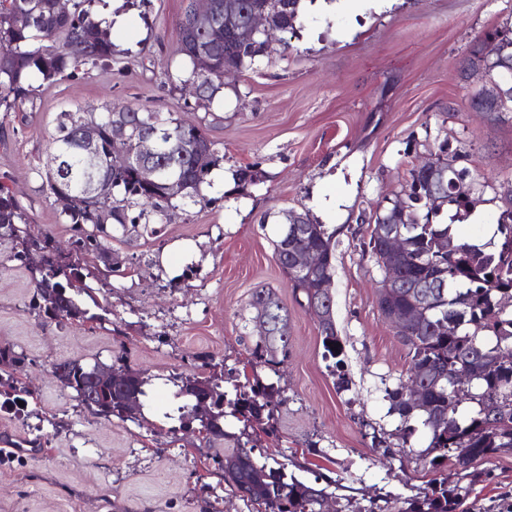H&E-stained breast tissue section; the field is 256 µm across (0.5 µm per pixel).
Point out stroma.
Wrapping results in <instances>:
<instances>
[{
    "label": "stroma",
    "mask_w": 512,
    "mask_h": 512,
    "mask_svg": "<svg viewBox=\"0 0 512 512\" xmlns=\"http://www.w3.org/2000/svg\"><path fill=\"white\" fill-rule=\"evenodd\" d=\"M189 0L127 5L112 40L122 68L92 69L41 86L34 103L0 112V181L29 218L27 232L52 235L72 251L77 232L40 176L53 164L52 136L64 112H102L116 103L156 105L202 127L221 156L201 198L176 201L155 230L113 228L104 253L83 255L90 322L47 319L30 309L29 269L0 243V348L22 353L0 365L30 391L31 416L0 410V512H251L226 486L198 427L181 428V377L229 368L281 389L275 430L257 459L309 462L335 479L330 512L347 499H404L432 478L456 483L452 465L431 471L416 455L428 436L386 458L373 432L393 434L385 388L409 376L407 350L377 307L383 272L365 252L362 226L387 198L403 195L411 170L440 143L487 179L470 219V242L496 228L512 187V112L474 111V81L460 63L481 31L502 25L512 0H394L375 9L352 0L327 12L301 7L294 32L272 39L256 69L226 76L224 101L197 102L171 88L184 66L178 22ZM336 231L333 296L346 342L349 390H337L323 359L316 318L275 260L273 242L288 211ZM272 289L288 310V355L277 370L250 363L259 335L254 291ZM125 367L148 380L138 420H105L61 391L59 360ZM473 512L512 504V450L476 462Z\"/></svg>",
    "instance_id": "1"
}]
</instances>
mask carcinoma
Returning a JSON list of instances; mask_svg holds the SVG:
<instances>
[{
  "label": "carcinoma",
  "instance_id": "1",
  "mask_svg": "<svg viewBox=\"0 0 512 512\" xmlns=\"http://www.w3.org/2000/svg\"><path fill=\"white\" fill-rule=\"evenodd\" d=\"M95 0H74L70 15L63 17L56 0H0V108L4 111L30 101L35 88L31 77L38 75L51 85L63 77L97 67L112 65L116 54L111 38V24L96 15ZM220 32L210 35L208 22L192 23L191 6H186L179 21L178 53L191 70L185 78L169 75L173 83L198 85L201 98L210 101L224 86V69L241 72L254 68L269 47V40L257 38L252 43L238 40L236 30L245 25L257 11L268 12L270 25L278 32L295 27L301 0H218ZM22 10L32 12L33 21L25 27L16 25L14 15ZM80 41L86 46L83 57L71 56L67 44ZM206 42L213 46L212 64L206 71L198 68L195 50ZM500 78L499 93L492 98L471 99V107L484 112H512V26L505 24L481 36L466 58L461 75L469 80L480 73ZM122 116L136 132L133 143L123 152L138 158L140 141L149 136L150 119L170 131V137L157 144L151 160L163 169L160 183L152 188L142 186L133 163L120 158L108 159L112 152L109 136L110 116ZM87 117L81 112L64 114L53 138L56 153L63 156L62 179L75 196L74 206L63 212L66 222L77 226L80 237L77 251L89 253L101 248L102 240L111 236L112 225L123 230H136L138 221L148 215L147 208L159 216L172 206V201L202 196L219 152L203 129L190 127L155 106L132 107L115 104L100 116L90 119L98 128L101 151L100 181L110 185L109 196L86 191L87 161L79 144V131ZM459 156L449 154L440 144L436 168L430 173L411 174L407 199L381 205L369 219L371 232L367 252L383 268L390 264L400 273L382 300L378 301L383 316L395 314L410 321L408 331L398 334L407 349L410 368L415 378L386 390L390 412L398 415L403 437L412 435L415 413L430 434L427 447L419 457L436 471L449 461L461 471V478L474 481L472 465L488 461L505 449L512 450V206L505 203L497 224L498 242L487 249L457 237L454 223L467 217L474 203L475 179L466 168H457ZM176 170L185 176L187 186L176 193L166 186V177ZM448 210L449 223L432 219ZM306 236L288 239L279 234L274 241V254L280 268L295 289L306 299L308 310L317 318L323 358L330 361L331 373L337 376V388H349L346 373L345 345L337 334L334 318L333 280L336 261V231L303 214ZM26 214L8 187L0 185V238L12 243L13 257L27 261L39 256L32 267L35 292L32 308L46 318L94 319L79 304L78 296L88 291L83 283L82 267L76 260L65 261L47 238L35 240L25 229ZM388 224L399 225L410 241L408 252L385 254L381 249V232ZM299 247L313 248L325 259L323 269L305 280L289 270L287 254ZM250 305L257 315H267L266 335L258 337L251 351L253 360L275 368L288 354V311L271 290L252 294ZM338 347H330V344ZM104 365L79 360L53 364V375L60 388L75 392L81 405H86L83 387ZM122 383L118 387L102 385L96 396L94 414L110 420L136 419L126 407L129 394H143L144 378L126 369H116ZM419 383L427 407L416 410L408 402L406 390L411 382ZM228 387L195 376L181 379L178 395L197 402L199 395L209 398L211 408L207 421L201 423L208 443L224 442V463L220 470L224 483L243 492L241 500L262 512H319L318 501L333 497L328 487L289 475L287 464L275 466L259 462L254 456L257 438L248 431L262 416L272 415L280 403V389L256 379L229 374ZM0 409L19 415L27 407L29 391L24 386L0 378ZM467 400L473 404L470 414L462 419L458 406ZM243 418L239 433L224 430L226 409ZM467 488L449 486L431 480L421 496L407 498L401 505L375 502L365 506L347 500V512H457Z\"/></svg>",
  "mask_w": 512,
  "mask_h": 512
}]
</instances>
